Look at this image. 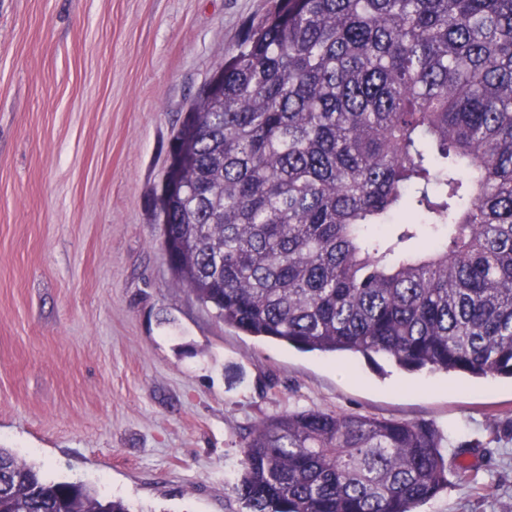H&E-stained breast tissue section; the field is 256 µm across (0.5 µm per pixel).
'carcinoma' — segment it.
<instances>
[{"instance_id": "carcinoma-1", "label": "carcinoma", "mask_w": 512, "mask_h": 512, "mask_svg": "<svg viewBox=\"0 0 512 512\" xmlns=\"http://www.w3.org/2000/svg\"><path fill=\"white\" fill-rule=\"evenodd\" d=\"M202 89L178 279L224 325L301 351L512 379V0H277ZM424 420L262 421L247 512H414L448 487ZM0 512H132L0 448Z\"/></svg>"}]
</instances>
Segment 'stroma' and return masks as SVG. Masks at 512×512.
Returning a JSON list of instances; mask_svg holds the SVG:
<instances>
[{"label": "stroma", "mask_w": 512, "mask_h": 512, "mask_svg": "<svg viewBox=\"0 0 512 512\" xmlns=\"http://www.w3.org/2000/svg\"><path fill=\"white\" fill-rule=\"evenodd\" d=\"M273 0H0V447L133 512H245L242 437L319 409L428 420L448 487L417 512H512V380L301 352L176 278L171 143Z\"/></svg>", "instance_id": "obj_1"}]
</instances>
